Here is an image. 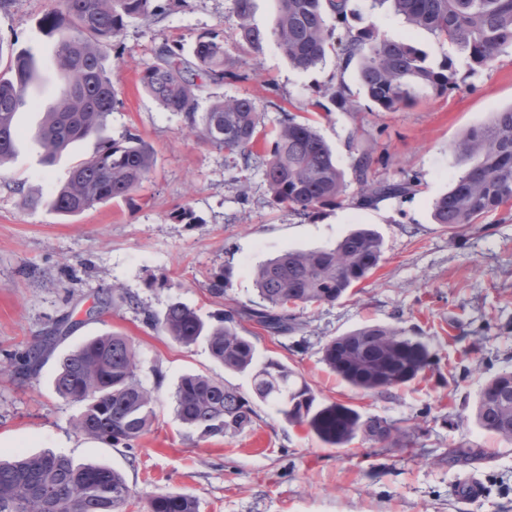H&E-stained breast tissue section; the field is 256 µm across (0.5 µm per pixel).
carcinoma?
Masks as SVG:
<instances>
[{
    "mask_svg": "<svg viewBox=\"0 0 512 512\" xmlns=\"http://www.w3.org/2000/svg\"><path fill=\"white\" fill-rule=\"evenodd\" d=\"M391 2L394 12L416 28L432 32L455 46L472 64L488 66L512 49V0H371V8ZM154 0H58L41 20L56 37L59 69L65 88L59 102L44 112L37 132L42 159L52 164L68 147L99 133L118 104L106 66L107 47L121 34L125 20L155 14ZM242 39L258 49L267 34L250 22L251 0H233ZM351 0H278L274 40L297 67L307 69L332 53L341 63L358 61L360 87L380 109L394 112L414 104L420 94L440 95L456 86L447 65L434 68L425 53L406 41L391 40L369 23L357 33H337L326 16L342 22ZM224 44L199 37L193 59L178 57L164 45L141 75V83L162 109L185 114L191 129L205 141L238 156L244 169L262 170L271 203L291 213L310 215L340 202L348 184L332 152L309 119L288 116L268 150L255 149L267 139L261 116L247 97L214 101L197 113L195 79L217 84L224 79ZM11 79L0 78V165L15 152V115L29 104V91L40 74L33 56L13 52ZM455 152L465 171L447 193L433 203L437 224L467 227L512 203V107L496 113L487 126L464 134ZM154 164V151L141 138L104 144L77 161L67 180L45 201L61 216L80 214L136 191ZM358 205L372 206L418 191L414 177L389 182L377 177L370 155L363 151L353 167ZM382 257V241L370 229H356L331 247L289 250L253 271L263 301L259 309L243 306L238 316L206 324L192 309L172 303L157 325L183 345L204 341L224 369L247 374L252 396L204 374H190L178 384L174 399L178 419L201 439L233 438L253 426L257 413L251 401L276 409L291 425L309 427L323 442L343 445L357 436L378 444L397 442V429L377 417H363L342 404L319 405L312 388L279 360L258 361L255 344L238 331L237 318L253 321L274 336L302 329L291 310L333 304L366 280ZM56 337L14 357L19 373L34 375ZM324 363L350 386L380 393L406 385L430 368L429 347L402 327L365 325L330 340ZM57 393L83 409L74 428L112 444L129 445L150 431L155 419L153 392L138 377L137 350L126 336H96L59 363ZM476 423L485 431L512 441V368H505L482 386L475 406ZM133 491L124 477L105 466L74 463L51 451L0 460V512H125ZM149 512H197L194 498L161 493L149 501Z\"/></svg>",
    "mask_w": 512,
    "mask_h": 512,
    "instance_id": "1",
    "label": "carcinoma"
}]
</instances>
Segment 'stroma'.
<instances>
[{
    "label": "stroma",
    "instance_id": "stroma-1",
    "mask_svg": "<svg viewBox=\"0 0 512 512\" xmlns=\"http://www.w3.org/2000/svg\"><path fill=\"white\" fill-rule=\"evenodd\" d=\"M156 16L126 21L107 51L119 104L100 136L90 137L47 165L34 133L42 111L59 94L55 39L40 26L56 0H0V48L33 55L42 76L31 89L36 107L16 115L20 137L12 161L0 167V364L21 354L67 320L32 377L0 374V454L45 449L120 472L134 492L126 512H148L160 493L192 496L197 512H512V441L481 429L472 409L482 385L512 367V206L482 224L451 230L434 223L432 204L463 172L455 143L512 107V50L478 67L430 32L408 27L370 0H352L346 28L375 22L389 38L425 51L431 64L456 72L458 89L424 94L385 112L359 91L358 65L327 56L303 70L275 40L254 51L242 44L233 0H157ZM223 40L231 62L223 83L204 84L199 110L223 97H250L274 131L285 113L309 112L338 84L354 93V109L331 105L316 127L344 174L358 150L368 152L379 178L417 177L415 194L370 207L349 185L342 203L300 217L272 205L262 170L241 171L223 150L192 133L182 113L160 109L140 76L166 44L190 56L198 37ZM139 135L155 151L142 187L124 199L61 217L44 204L74 162L103 140ZM248 190L239 193L238 177ZM356 228L376 232L378 268L333 304L296 309L302 331L273 336L250 322L240 332L260 357L288 364L322 405L343 404L379 416L404 431L399 445L363 437L336 447L307 428L288 424L271 406L255 403V424L233 438L201 440L177 420L174 392L181 377L204 373L249 394V376L224 370L205 343L185 347L152 326L174 302L206 322L223 320L261 298L252 271L288 250L334 245ZM227 275L223 297L210 294L216 272ZM400 326L427 343L435 364L408 385L378 394L349 386L331 373L323 348L365 324ZM107 332L137 346L138 376L155 397L150 432L133 447L76 431L80 404L54 389L60 356ZM472 449L469 458L458 457ZM478 472L485 494L466 500L460 478Z\"/></svg>",
    "mask_w": 512,
    "mask_h": 512
}]
</instances>
